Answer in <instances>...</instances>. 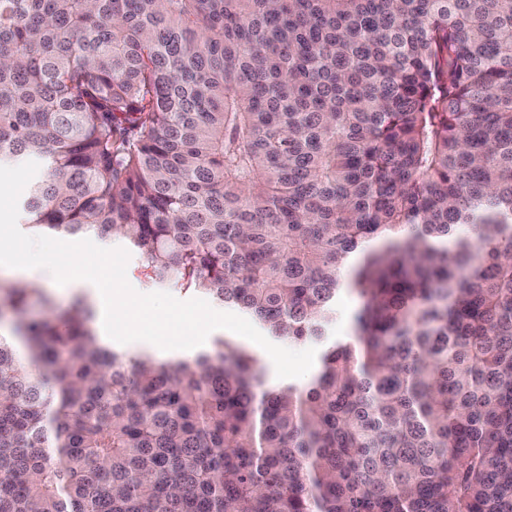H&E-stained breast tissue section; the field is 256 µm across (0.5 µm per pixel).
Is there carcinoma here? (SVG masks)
Wrapping results in <instances>:
<instances>
[{
	"mask_svg": "<svg viewBox=\"0 0 512 512\" xmlns=\"http://www.w3.org/2000/svg\"><path fill=\"white\" fill-rule=\"evenodd\" d=\"M33 234L293 344L160 363L0 278V512H512V0H0ZM133 262H134V258H133V256L130 253V260H129V263L127 265L126 275H127V279L129 281V283L138 292H140V293H152V292L162 291V292H168V293L172 294L173 296H175L176 298H178L180 300H188V299L195 298V297L204 299L207 302H209V304L212 307H214L215 309H217L219 311L231 312V313L237 314V315H239V316L249 320L268 340H270L272 343H274L276 345L283 346V347H286V348H289V349H292V350H304V349H307V348H310V347L316 348L317 352H316V357H315L314 365H313L312 369L309 371V373L306 374L302 378L279 379V378L276 377L274 365H273L270 357L267 355V353L262 348H260L255 343H253V342H251V341H249V340H247V339H245V338H243L241 336H238V335H236V334H234V333H232L230 331L223 330V329L213 331L208 336L206 342L203 345H201V346H199L197 348H194L192 350H177V351H162L161 350L162 354H159V353H157L156 351H154L151 348V347H154V348H157V347H155V346H153V345H151L149 343H146V342H132L136 346H130L129 344H119V343H116L115 341L110 339L108 336H101L100 335L101 333L99 332V330H98V328L96 326V323H94V328L96 330V333H97V335H98V337L101 340L103 345H105V346H107L109 348L120 349V350L126 351V352L130 353L131 355L136 354V353H140V352H147L153 358H155L157 360L177 362V361H184V360L190 359L197 351H199L201 349H205V348L211 347L212 342H213V340L216 337L224 336V338L232 341L233 343L237 344L238 346H241V347H244V348L250 350L251 352H253L260 359L261 363L264 366L265 372H266L267 381H268V383L270 385H277V384H279L281 382L291 381L294 384H296L298 387L304 388L308 384L309 379L311 378V376H312V374L314 372V368H315V365H316V362H317V357H318V347L315 344L308 343V344H306L304 346H291V345L288 344V341H285V340H282V339H279V338H273V337L267 336L264 333V331L252 319H250L246 315L240 313L238 310H236L234 308H231V307H224V306L217 305V304L213 303L211 300H209L207 297H205L203 295H200L198 293H195V292L184 291V290H180V289H177V288H174V287H171V286H165V287H162V288H155V289H151V290H145L144 288H142V286L139 283V281L137 279H135L132 276L131 272H130L131 267L133 265ZM338 306L341 315L332 328V336H336V334L343 336L351 333L352 317L360 307V301L356 297L344 293L339 298Z\"/></svg>",
	"mask_w": 512,
	"mask_h": 512,
	"instance_id": "cac0c4a2",
	"label": "carcinoma"
}]
</instances>
